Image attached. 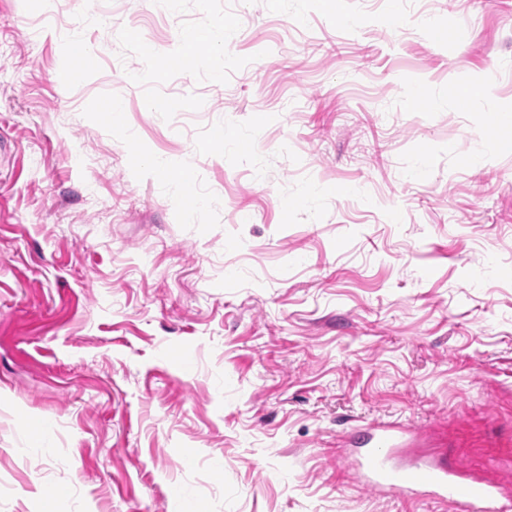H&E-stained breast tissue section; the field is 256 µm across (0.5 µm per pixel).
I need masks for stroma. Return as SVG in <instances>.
<instances>
[{
    "label": "stroma",
    "mask_w": 512,
    "mask_h": 512,
    "mask_svg": "<svg viewBox=\"0 0 512 512\" xmlns=\"http://www.w3.org/2000/svg\"><path fill=\"white\" fill-rule=\"evenodd\" d=\"M509 108L512 0H0V512H454L381 421L512 491ZM399 422L380 423L355 433L354 470L369 486H407L414 497L428 493L440 501L457 505L459 512H511L512 496L494 481L472 477L465 470L448 466L440 457L416 462L408 468L392 462L394 442L412 435Z\"/></svg>",
    "instance_id": "stroma-1"
}]
</instances>
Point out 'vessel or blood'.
<instances>
[{
  "label": "vessel or blood",
  "instance_id": "vessel-or-blood-1",
  "mask_svg": "<svg viewBox=\"0 0 512 512\" xmlns=\"http://www.w3.org/2000/svg\"><path fill=\"white\" fill-rule=\"evenodd\" d=\"M399 422L380 423L355 433L354 470L369 486L406 485L412 496L429 494L456 504L458 512H512V496L494 481L472 477L465 470L433 457L410 467L392 461L395 441L410 435Z\"/></svg>",
  "mask_w": 512,
  "mask_h": 512
}]
</instances>
